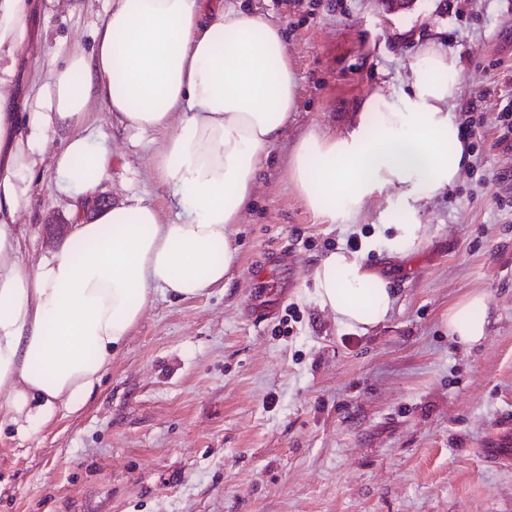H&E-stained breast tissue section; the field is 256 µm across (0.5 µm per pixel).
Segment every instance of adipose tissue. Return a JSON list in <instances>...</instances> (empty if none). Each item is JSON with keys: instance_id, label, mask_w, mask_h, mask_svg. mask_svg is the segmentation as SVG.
I'll list each match as a JSON object with an SVG mask.
<instances>
[{"instance_id": "obj_1", "label": "adipose tissue", "mask_w": 512, "mask_h": 512, "mask_svg": "<svg viewBox=\"0 0 512 512\" xmlns=\"http://www.w3.org/2000/svg\"><path fill=\"white\" fill-rule=\"evenodd\" d=\"M32 5L0 0V420L22 435L86 403L156 294L190 300L224 285L233 226L298 101L277 24L216 0H111L90 53L37 67L34 110L20 116L15 52L31 35ZM457 73L455 55L423 47L402 104L377 112L365 102L350 132L312 130L297 141L288 177L318 221L360 223L381 199L394 229L390 254L423 241L424 203L453 186L469 160L451 115ZM94 99L136 136L177 125L156 148L153 169L186 214L163 221L131 195L74 224L28 264L12 224L38 156L51 152L54 189L72 199L109 173L111 153L88 120ZM313 283L321 309L343 327H376L395 303L387 273L359 253L328 254ZM488 325L479 294L448 312L449 336L466 345Z\"/></svg>"}]
</instances>
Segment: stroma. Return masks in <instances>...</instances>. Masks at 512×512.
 <instances>
[{
	"mask_svg": "<svg viewBox=\"0 0 512 512\" xmlns=\"http://www.w3.org/2000/svg\"><path fill=\"white\" fill-rule=\"evenodd\" d=\"M288 39L299 103L270 149L233 239L225 287L156 298L80 411L22 436L0 427V512H512V0H231ZM106 0H37L16 53L20 94L34 60L90 50ZM459 58L455 121L471 115V160L420 219L427 236L390 257L382 209L321 224L288 178L311 129L344 134L367 99L395 105L419 49ZM89 120L112 150L97 195L144 196L177 211L154 149ZM42 163L14 228L37 261L79 219ZM58 223H49V216ZM357 244L397 299L367 331L339 326L315 298L319 259ZM291 250L292 262L274 258ZM482 294L490 324L474 346L450 337L449 309Z\"/></svg>",
	"mask_w": 512,
	"mask_h": 512,
	"instance_id": "stroma-1",
	"label": "stroma"
}]
</instances>
